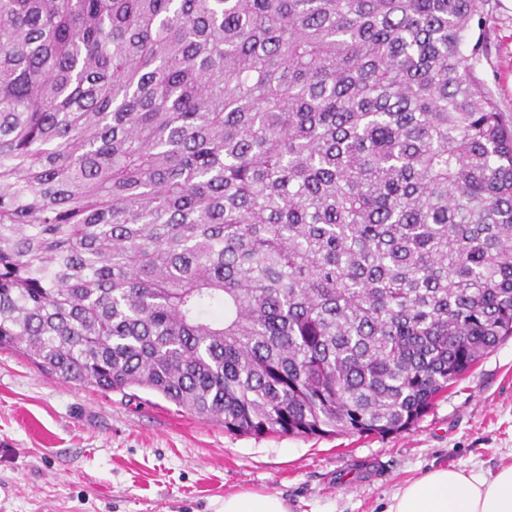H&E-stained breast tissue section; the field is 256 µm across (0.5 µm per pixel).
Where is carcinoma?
I'll use <instances>...</instances> for the list:
<instances>
[{"instance_id":"1","label":"carcinoma","mask_w":512,"mask_h":512,"mask_svg":"<svg viewBox=\"0 0 512 512\" xmlns=\"http://www.w3.org/2000/svg\"><path fill=\"white\" fill-rule=\"evenodd\" d=\"M492 0H0V348L227 432L411 429L512 335Z\"/></svg>"}]
</instances>
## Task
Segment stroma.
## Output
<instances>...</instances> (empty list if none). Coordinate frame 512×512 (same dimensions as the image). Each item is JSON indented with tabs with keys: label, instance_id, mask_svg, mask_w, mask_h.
<instances>
[{
	"label": "stroma",
	"instance_id": "35a3bbf8",
	"mask_svg": "<svg viewBox=\"0 0 512 512\" xmlns=\"http://www.w3.org/2000/svg\"><path fill=\"white\" fill-rule=\"evenodd\" d=\"M493 2L476 72L512 112V0ZM510 463L512 336L386 437L240 436L155 393H103L0 350V512H223L244 491L289 512H384L428 470Z\"/></svg>",
	"mask_w": 512,
	"mask_h": 512
}]
</instances>
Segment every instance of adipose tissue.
<instances>
[{
  "instance_id": "1",
  "label": "adipose tissue",
  "mask_w": 512,
  "mask_h": 512,
  "mask_svg": "<svg viewBox=\"0 0 512 512\" xmlns=\"http://www.w3.org/2000/svg\"><path fill=\"white\" fill-rule=\"evenodd\" d=\"M387 512H512V465L493 476L438 468L400 488Z\"/></svg>"
}]
</instances>
